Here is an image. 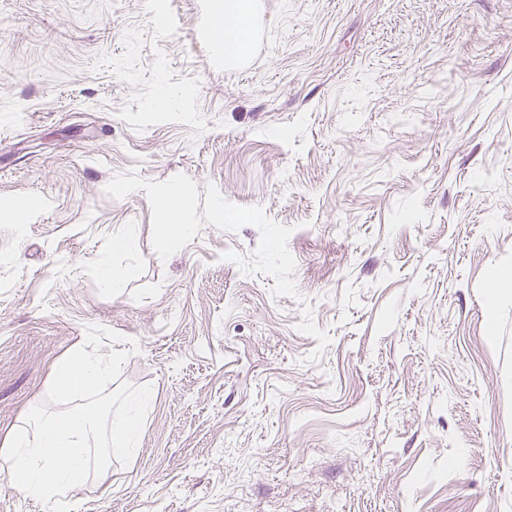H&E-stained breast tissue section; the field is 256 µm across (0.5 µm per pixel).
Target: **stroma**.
I'll return each instance as SVG.
<instances>
[{
	"label": "stroma",
	"instance_id": "1",
	"mask_svg": "<svg viewBox=\"0 0 512 512\" xmlns=\"http://www.w3.org/2000/svg\"><path fill=\"white\" fill-rule=\"evenodd\" d=\"M211 6L0 0V444L99 326L153 399L75 512H512V0H259L245 72ZM160 206L161 209H160ZM159 213L165 215V220H159L158 235L163 248L173 249L190 233L188 215L182 202L179 190H169L160 195Z\"/></svg>",
	"mask_w": 512,
	"mask_h": 512
}]
</instances>
